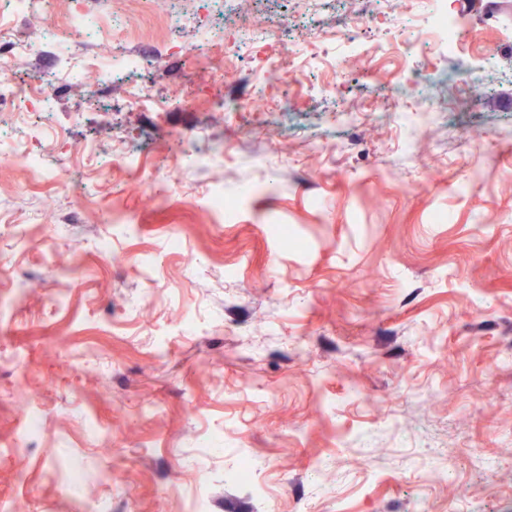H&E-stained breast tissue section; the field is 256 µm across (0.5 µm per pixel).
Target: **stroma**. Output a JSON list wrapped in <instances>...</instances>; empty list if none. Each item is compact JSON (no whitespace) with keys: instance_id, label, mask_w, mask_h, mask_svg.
<instances>
[{"instance_id":"obj_1","label":"stroma","mask_w":512,"mask_h":512,"mask_svg":"<svg viewBox=\"0 0 512 512\" xmlns=\"http://www.w3.org/2000/svg\"><path fill=\"white\" fill-rule=\"evenodd\" d=\"M450 7L452 56L422 35L429 0H393L409 49L374 78L349 0H206L227 42L270 22L307 43L313 9L349 28L344 82L307 67L259 127L254 53L216 88L169 47L190 0H136L156 66L18 130L37 152L67 126L104 167L0 160V512H512V0ZM425 75L420 134L403 88ZM83 191L44 235L45 203Z\"/></svg>"}]
</instances>
